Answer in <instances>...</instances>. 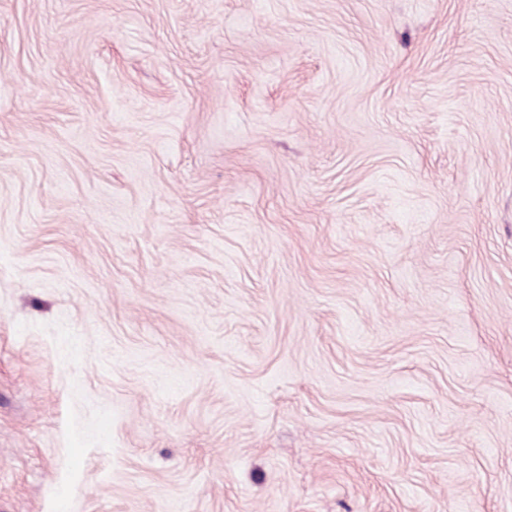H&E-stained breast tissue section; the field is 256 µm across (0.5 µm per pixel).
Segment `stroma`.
Instances as JSON below:
<instances>
[{
    "label": "stroma",
    "instance_id": "35a3bbf8",
    "mask_svg": "<svg viewBox=\"0 0 512 512\" xmlns=\"http://www.w3.org/2000/svg\"><path fill=\"white\" fill-rule=\"evenodd\" d=\"M0 512H512V0H0Z\"/></svg>",
    "mask_w": 512,
    "mask_h": 512
}]
</instances>
